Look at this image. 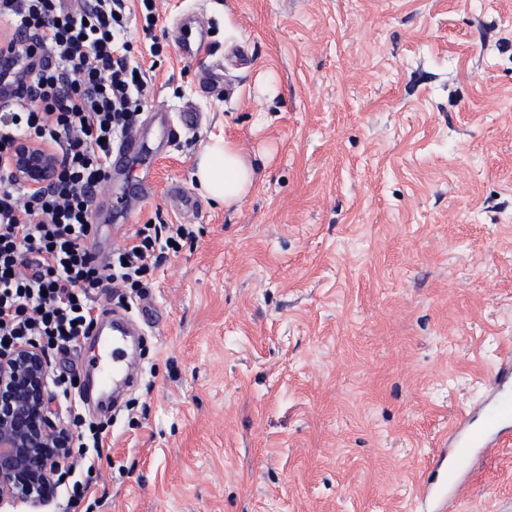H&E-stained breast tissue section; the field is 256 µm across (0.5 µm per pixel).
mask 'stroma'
I'll use <instances>...</instances> for the list:
<instances>
[{
  "label": "stroma",
  "mask_w": 512,
  "mask_h": 512,
  "mask_svg": "<svg viewBox=\"0 0 512 512\" xmlns=\"http://www.w3.org/2000/svg\"><path fill=\"white\" fill-rule=\"evenodd\" d=\"M158 8L159 55L130 34L139 123L190 103L198 124L113 177L97 243L146 222L196 240L148 293L166 320L112 417L95 512H418L441 437L512 349V0ZM189 14L209 32L195 56ZM203 63L229 94L198 95ZM221 136L259 167L232 209L193 177ZM467 483L455 512H512V445Z\"/></svg>",
  "instance_id": "obj_1"
}]
</instances>
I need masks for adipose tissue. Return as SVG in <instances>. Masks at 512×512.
I'll return each mask as SVG.
<instances>
[{"label": "adipose tissue", "instance_id": "1", "mask_svg": "<svg viewBox=\"0 0 512 512\" xmlns=\"http://www.w3.org/2000/svg\"><path fill=\"white\" fill-rule=\"evenodd\" d=\"M257 177L256 163L229 138L212 139L196 156V183L225 207L238 206L252 192Z\"/></svg>", "mask_w": 512, "mask_h": 512}]
</instances>
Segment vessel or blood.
I'll use <instances>...</instances> for the list:
<instances>
[{
    "label": "vessel or blood",
    "mask_w": 512,
    "mask_h": 512,
    "mask_svg": "<svg viewBox=\"0 0 512 512\" xmlns=\"http://www.w3.org/2000/svg\"><path fill=\"white\" fill-rule=\"evenodd\" d=\"M145 149L143 136L131 135L112 153V166L124 168L129 159ZM158 320L154 305H142L138 318L104 308L96 319L93 335L99 338L98 354L88 360L99 385L120 399L137 382L139 361L133 343L144 328ZM512 421V351L501 357L492 371L490 390L480 403L467 404L459 422L449 425L430 468L422 474L420 499L427 512H448L456 495L463 492L459 465L466 459L489 456L512 442L506 425Z\"/></svg>",
    "instance_id": "1"
}]
</instances>
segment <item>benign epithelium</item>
Returning <instances> with one entry per match:
<instances>
[{
	"label": "benign epithelium",
	"mask_w": 512,
	"mask_h": 512,
	"mask_svg": "<svg viewBox=\"0 0 512 512\" xmlns=\"http://www.w3.org/2000/svg\"><path fill=\"white\" fill-rule=\"evenodd\" d=\"M3 159L30 191L43 190L59 170L45 142L15 143ZM49 367L35 344L0 353V506L22 503L39 512L49 502V476L68 462L73 433L48 416Z\"/></svg>",
	"instance_id": "7a95c632"
}]
</instances>
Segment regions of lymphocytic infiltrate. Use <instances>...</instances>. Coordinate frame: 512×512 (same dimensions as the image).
<instances>
[{"mask_svg":"<svg viewBox=\"0 0 512 512\" xmlns=\"http://www.w3.org/2000/svg\"><path fill=\"white\" fill-rule=\"evenodd\" d=\"M129 32L126 0H0V45L10 46L0 61V152L37 138L61 163L38 194L0 164V352L33 343L49 357L74 356L96 292L143 296L175 245L194 237L183 224H140L106 257L87 247L114 145L134 131L147 90ZM68 415L76 451L53 481L75 504L101 476L112 423Z\"/></svg>","mask_w":512,"mask_h":512,"instance_id":"obj_1","label":"lymphocytic infiltrate"}]
</instances>
